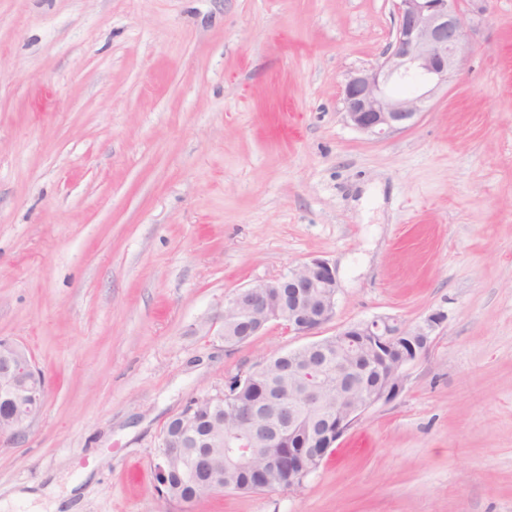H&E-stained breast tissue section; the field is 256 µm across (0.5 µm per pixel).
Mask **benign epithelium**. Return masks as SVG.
Wrapping results in <instances>:
<instances>
[{
  "instance_id": "obj_1",
  "label": "benign epithelium",
  "mask_w": 512,
  "mask_h": 512,
  "mask_svg": "<svg viewBox=\"0 0 512 512\" xmlns=\"http://www.w3.org/2000/svg\"><path fill=\"white\" fill-rule=\"evenodd\" d=\"M395 37L375 66L348 77L342 87L344 113L362 133L385 138L409 129L423 105L436 90L448 84L469 48V23L460 0H394ZM337 280L329 263L312 258L274 279L258 281L230 295L224 303V335H258L272 322L288 324L296 336H314L336 314ZM439 313L409 328L390 317L350 324L335 335L288 351L273 353L247 374L252 383L268 379L272 370L288 378V389L268 390L262 400L246 408L230 391L190 401L171 418L179 432L166 440L167 456L158 458L155 481L159 493L170 487L169 461L189 445L194 412L205 404L222 408L234 419L224 433V456L206 455L196 464L184 460L186 473L196 469L218 487L232 486L237 471L253 464V444L270 449L265 470L293 481L311 474L319 458L369 409L394 400L404 384V369L429 348L441 323ZM336 362H331V358ZM364 380L361 391L336 396V418H314L299 443L310 449L308 462L300 463L294 449L284 448L280 427L258 422L261 412L277 405L288 426L303 410H319L328 389L343 380ZM45 380L27 350L16 343H0V399L11 402L10 414L0 420V442L18 441L41 414Z\"/></svg>"
}]
</instances>
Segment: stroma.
<instances>
[{
  "label": "stroma",
  "mask_w": 512,
  "mask_h": 512,
  "mask_svg": "<svg viewBox=\"0 0 512 512\" xmlns=\"http://www.w3.org/2000/svg\"><path fill=\"white\" fill-rule=\"evenodd\" d=\"M466 61L410 129L345 118L391 0H0V340L44 406L0 446L12 489L72 512H512V0H463ZM330 336L439 313L403 389L287 490L162 499L165 424L266 357L224 300L310 259Z\"/></svg>",
  "instance_id": "obj_1"
}]
</instances>
